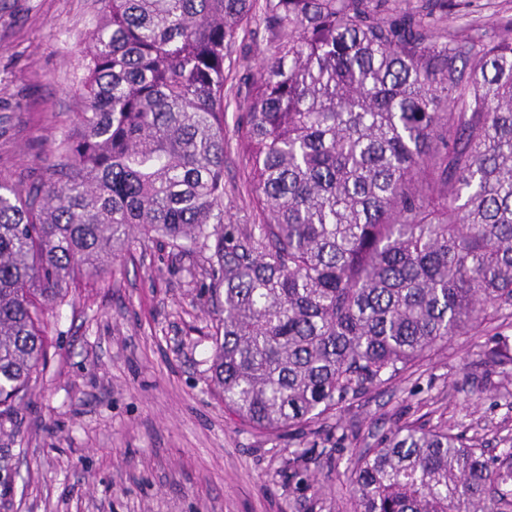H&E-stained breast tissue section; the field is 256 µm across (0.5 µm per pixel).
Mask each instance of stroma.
<instances>
[{"instance_id": "1", "label": "stroma", "mask_w": 512, "mask_h": 512, "mask_svg": "<svg viewBox=\"0 0 512 512\" xmlns=\"http://www.w3.org/2000/svg\"><path fill=\"white\" fill-rule=\"evenodd\" d=\"M450 28L476 40L512 21V0H455ZM95 0H0V175H30L74 128ZM269 52L262 20L237 43L224 85V209L251 223L237 117ZM151 241L132 243L101 279L76 274L47 316L48 367L0 435V512H352L340 473L359 450L424 418L495 448L512 432V365L491 363L500 317L437 348L342 412L275 439L224 412L210 386L206 313L185 272L202 264ZM312 457L288 478L294 450ZM327 481L323 500L306 480Z\"/></svg>"}]
</instances>
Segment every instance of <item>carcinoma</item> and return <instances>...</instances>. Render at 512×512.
Masks as SVG:
<instances>
[{"label":"carcinoma","mask_w":512,"mask_h":512,"mask_svg":"<svg viewBox=\"0 0 512 512\" xmlns=\"http://www.w3.org/2000/svg\"><path fill=\"white\" fill-rule=\"evenodd\" d=\"M77 129L0 176V420L47 364L45 311L136 236L202 253L224 409L277 439L489 312L512 317V34L448 0H98ZM269 56L237 133L259 223L224 214V63ZM512 364L503 337L491 350ZM408 422L344 472L354 512H512V437ZM459 4L448 14V27L462 30L474 40H488L512 21V0H452Z\"/></svg>","instance_id":"obj_1"}]
</instances>
